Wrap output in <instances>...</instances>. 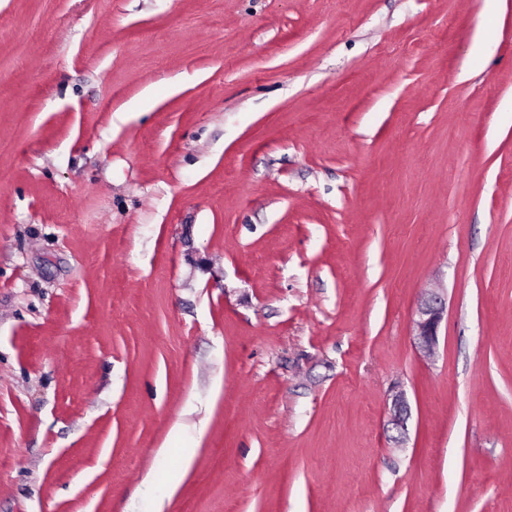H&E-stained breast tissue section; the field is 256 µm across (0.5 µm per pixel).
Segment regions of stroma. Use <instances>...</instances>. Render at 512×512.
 Returning <instances> with one entry per match:
<instances>
[{"instance_id":"1","label":"stroma","mask_w":512,"mask_h":512,"mask_svg":"<svg viewBox=\"0 0 512 512\" xmlns=\"http://www.w3.org/2000/svg\"><path fill=\"white\" fill-rule=\"evenodd\" d=\"M0 512H512V0H0ZM444 311L445 302L437 296L422 300L417 308L412 332L418 347L424 352H432L438 342V328Z\"/></svg>"}]
</instances>
